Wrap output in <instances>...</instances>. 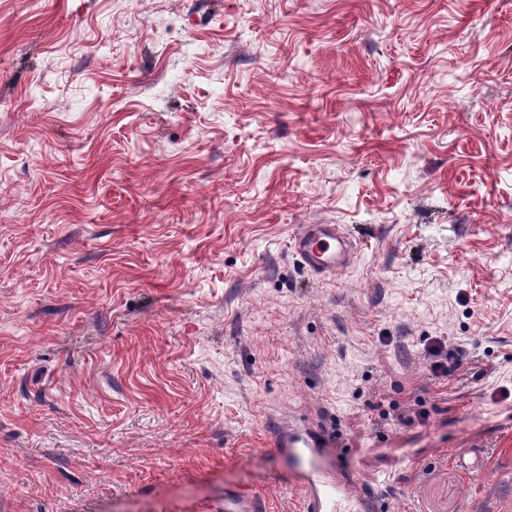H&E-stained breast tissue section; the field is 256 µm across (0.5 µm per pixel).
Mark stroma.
<instances>
[{
  "label": "stroma",
  "mask_w": 512,
  "mask_h": 512,
  "mask_svg": "<svg viewBox=\"0 0 512 512\" xmlns=\"http://www.w3.org/2000/svg\"><path fill=\"white\" fill-rule=\"evenodd\" d=\"M272 414L512 512V0H0V512H296ZM300 263L315 277H333L345 270L356 244L337 224H302L292 239ZM264 495L228 490L224 493V512H267Z\"/></svg>",
  "instance_id": "35a3bbf8"
}]
</instances>
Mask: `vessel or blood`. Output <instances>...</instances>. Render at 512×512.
I'll list each match as a JSON object with an SVG mask.
<instances>
[{"mask_svg": "<svg viewBox=\"0 0 512 512\" xmlns=\"http://www.w3.org/2000/svg\"><path fill=\"white\" fill-rule=\"evenodd\" d=\"M292 248L304 268L321 278L345 270L356 244L339 225L303 224L292 239ZM263 441L286 459L288 484L300 493L301 512H382L388 478L363 488L354 473L318 466V457L336 445V432L327 423L311 429L274 416ZM224 512H268L267 499L229 490L224 494Z\"/></svg>", "mask_w": 512, "mask_h": 512, "instance_id": "1", "label": "vessel or blood"}]
</instances>
